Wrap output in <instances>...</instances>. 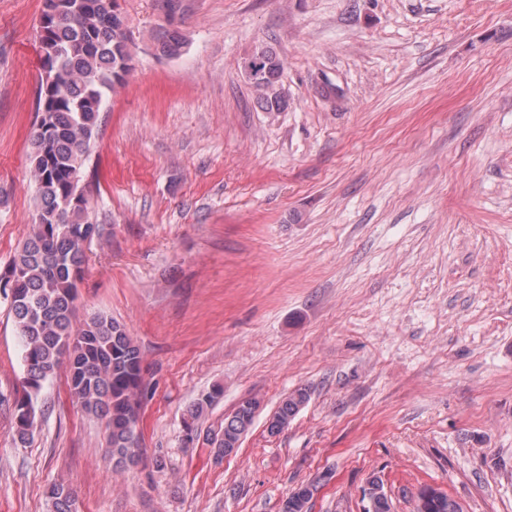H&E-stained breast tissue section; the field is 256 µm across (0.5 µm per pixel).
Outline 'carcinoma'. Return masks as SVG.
Here are the masks:
<instances>
[{
	"mask_svg": "<svg viewBox=\"0 0 512 512\" xmlns=\"http://www.w3.org/2000/svg\"><path fill=\"white\" fill-rule=\"evenodd\" d=\"M37 32L42 49L36 119L29 143L34 216L30 231L0 276V292L10 298V314L22 345L23 395L16 403L14 437L21 444L32 435L36 406L45 384L66 366L69 394L88 414L104 421L108 453L116 466L142 459L132 419L145 396L143 357L125 328L106 316L76 320L78 283L86 254L83 241L101 235L94 220L90 185L83 173L98 132L107 94L126 84L123 61L133 44L118 0H43ZM159 56H181L188 42L178 28L154 37ZM250 57L255 73L249 83L260 107L281 112L287 106L280 80L283 61L268 45ZM222 394L217 387L201 394L184 417L188 439L197 438V421ZM310 397L298 388L284 398L268 419L267 432L280 434ZM259 401L237 406L220 433L206 439L214 459L238 449L255 420ZM367 512H392L393 504L379 477ZM313 491L295 488L281 512H309ZM48 512H78L72 489L53 483L46 493ZM415 512H462L441 491Z\"/></svg>",
	"mask_w": 512,
	"mask_h": 512,
	"instance_id": "1",
	"label": "carcinoma"
}]
</instances>
